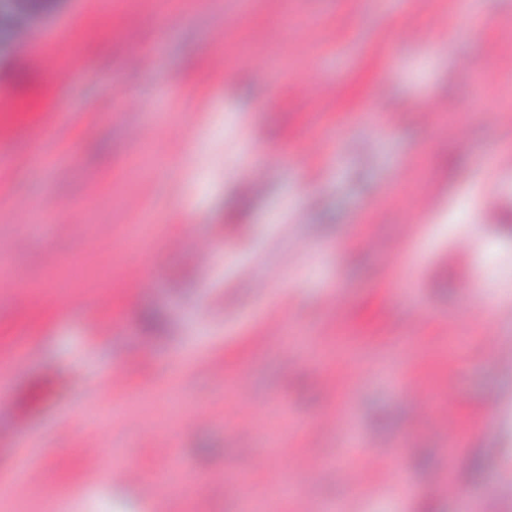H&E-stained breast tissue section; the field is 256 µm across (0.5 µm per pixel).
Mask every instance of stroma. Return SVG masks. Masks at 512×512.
Returning <instances> with one entry per match:
<instances>
[{
  "mask_svg": "<svg viewBox=\"0 0 512 512\" xmlns=\"http://www.w3.org/2000/svg\"><path fill=\"white\" fill-rule=\"evenodd\" d=\"M21 6L0 82L81 69L0 185V512H512V0Z\"/></svg>",
  "mask_w": 512,
  "mask_h": 512,
  "instance_id": "stroma-1",
  "label": "stroma"
}]
</instances>
